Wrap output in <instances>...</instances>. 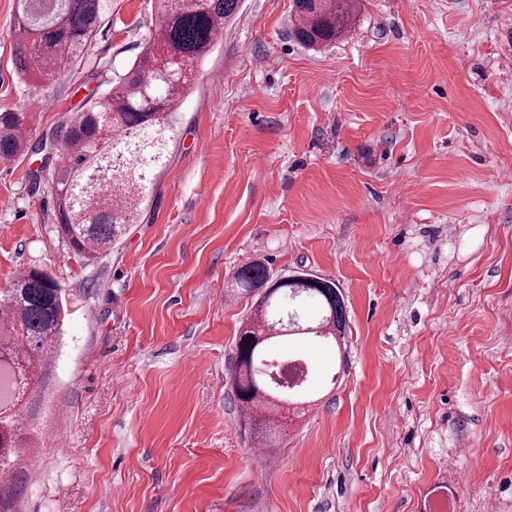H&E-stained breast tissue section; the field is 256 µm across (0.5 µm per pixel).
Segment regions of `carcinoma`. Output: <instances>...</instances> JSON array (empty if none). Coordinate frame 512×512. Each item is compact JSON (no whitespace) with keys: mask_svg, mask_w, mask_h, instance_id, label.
<instances>
[{"mask_svg":"<svg viewBox=\"0 0 512 512\" xmlns=\"http://www.w3.org/2000/svg\"><path fill=\"white\" fill-rule=\"evenodd\" d=\"M240 0H162L156 34L131 67L110 82L99 101L70 114L57 132L54 191L58 228L69 245L92 259L112 248L136 222L152 197L165 167L175 105L187 94L195 66L217 42ZM293 36L305 47H323L345 36L355 20L356 0H293ZM112 0H19L14 27L20 70L40 84L54 82L64 65H73L95 35ZM112 114L111 143L97 148L102 113ZM29 149L25 118L0 115V158L14 159ZM236 285L258 298L235 346L232 383L239 404L250 411L246 426L262 444L272 442V422L257 413L285 388L272 380L263 362L268 344L293 335L327 345L346 334L344 297L336 282L297 272L286 279L262 264L239 270ZM312 306L316 320L287 328L284 306ZM64 303L60 285L40 272L17 275L0 291V473L13 474L29 447L18 432L16 410L48 361L62 332ZM21 486L0 485V512H15Z\"/></svg>","mask_w":512,"mask_h":512,"instance_id":"1","label":"carcinoma"}]
</instances>
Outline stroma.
Here are the masks:
<instances>
[{"label":"stroma","mask_w":512,"mask_h":512,"mask_svg":"<svg viewBox=\"0 0 512 512\" xmlns=\"http://www.w3.org/2000/svg\"><path fill=\"white\" fill-rule=\"evenodd\" d=\"M321 50L292 0H243L176 108L152 198L94 260L56 228L47 152L0 163V289L52 276L62 336L19 426V512H512V0H360ZM0 0V113L32 142L102 98L160 0H112L49 86ZM343 291L348 358L301 344L317 400L273 410V451L231 383L242 266ZM336 374L337 384L327 377Z\"/></svg>","instance_id":"35a3bbf8"}]
</instances>
